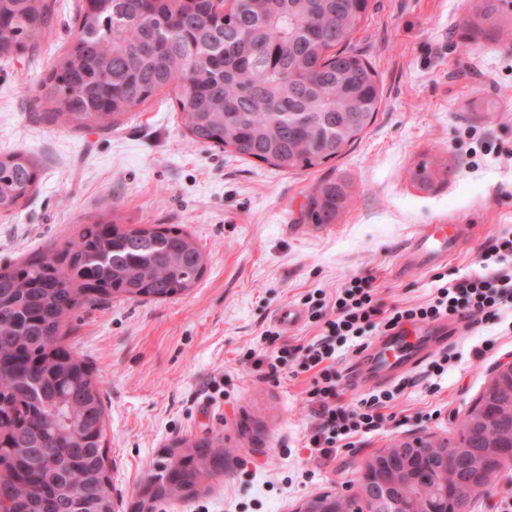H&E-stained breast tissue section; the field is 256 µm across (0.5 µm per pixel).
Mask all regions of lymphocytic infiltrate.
Returning <instances> with one entry per match:
<instances>
[{
    "label": "lymphocytic infiltrate",
    "instance_id": "f902f5d3",
    "mask_svg": "<svg viewBox=\"0 0 512 512\" xmlns=\"http://www.w3.org/2000/svg\"><path fill=\"white\" fill-rule=\"evenodd\" d=\"M479 268L461 279H434L426 300L385 305L374 280L354 276L337 288L333 302L309 299L308 318L319 332L307 343H283L272 352L252 354L256 370L271 374L289 368L291 376L309 375L307 392L315 424L308 440L311 457L335 458L339 449L355 447L363 437L395 421L397 398L412 382L401 379L389 389L369 392L355 405L337 400L336 352L356 343L368 331L387 332L418 322H437L466 316L473 323H501L512 316V232L489 239L478 257Z\"/></svg>",
    "mask_w": 512,
    "mask_h": 512
}]
</instances>
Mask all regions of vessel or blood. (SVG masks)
<instances>
[{"label":"vessel or blood","instance_id":"b4317fda","mask_svg":"<svg viewBox=\"0 0 512 512\" xmlns=\"http://www.w3.org/2000/svg\"><path fill=\"white\" fill-rule=\"evenodd\" d=\"M465 239L458 224H437L432 231L413 239L408 246L412 266L423 268L447 257ZM449 338L441 325L396 329L379 336L361 349L350 376L353 387L383 386L402 378L435 349L447 345Z\"/></svg>","mask_w":512,"mask_h":512}]
</instances>
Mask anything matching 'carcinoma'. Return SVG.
<instances>
[{"instance_id": "carcinoma-1", "label": "carcinoma", "mask_w": 512, "mask_h": 512, "mask_svg": "<svg viewBox=\"0 0 512 512\" xmlns=\"http://www.w3.org/2000/svg\"><path fill=\"white\" fill-rule=\"evenodd\" d=\"M55 0H0V58L39 47ZM370 0H79L74 35L40 81L36 106L72 128L112 129L164 90L189 143L254 158L283 172L341 157L374 122L377 73L353 49ZM476 25L512 38L498 0H476ZM439 168L421 164L425 187ZM41 170L27 153L0 154V215L26 203ZM351 191L334 180L307 201L313 224H334ZM121 226L109 210L56 242L0 267V512H114L106 420L92 365L67 343L76 311L114 298L166 300L206 270L196 238L177 224ZM509 385L485 392L497 442ZM457 435L438 446L464 447ZM151 476L147 498L182 497L224 467V441L182 439Z\"/></svg>"}]
</instances>
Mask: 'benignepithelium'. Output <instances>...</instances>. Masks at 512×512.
Wrapping results in <instances>:
<instances>
[{"mask_svg": "<svg viewBox=\"0 0 512 512\" xmlns=\"http://www.w3.org/2000/svg\"><path fill=\"white\" fill-rule=\"evenodd\" d=\"M512 469V422L499 430V446L470 448L468 455L435 447L428 435H416L382 448L368 458L358 475L364 508L356 499L333 494L319 507L314 495L297 512H469L470 503L484 495L494 480ZM420 481L431 486L421 505L396 495V490Z\"/></svg>", "mask_w": 512, "mask_h": 512, "instance_id": "obj_1", "label": "benign epithelium"}]
</instances>
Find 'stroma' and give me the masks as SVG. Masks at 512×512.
Instances as JSON below:
<instances>
[{"label":"stroma","instance_id":"35a3bbf8","mask_svg":"<svg viewBox=\"0 0 512 512\" xmlns=\"http://www.w3.org/2000/svg\"><path fill=\"white\" fill-rule=\"evenodd\" d=\"M77 2L56 0L36 54L0 61V154L26 152L42 174L29 201L0 217V264L71 237L77 222L112 205L130 226L183 225L209 256L188 294L115 299L73 318L71 342L102 380L117 512H137L153 467L186 437H223L224 470L198 493L152 503V512H295L317 493H357L364 460L396 440L454 436L496 363L512 354V331H462L452 348L490 335L493 350L450 371L438 392L408 389L399 422L329 462L306 449L307 382L263 375L247 355L272 350L268 329L293 342L314 336L308 322L283 329L277 321L306 294L334 295L359 275L374 277L386 304L416 302L434 274L468 275L483 242L512 229V42L474 26L470 0H371L353 44L382 83L375 122L337 161L284 173L189 145L164 94L111 130L49 123L33 99L71 36ZM429 160L440 171L424 188L411 172ZM325 179L347 183L353 201L323 227L308 222L306 203ZM432 224L472 233L445 260L410 267L409 240ZM214 380L221 393L209 391Z\"/></svg>","mask_w":512,"mask_h":512}]
</instances>
